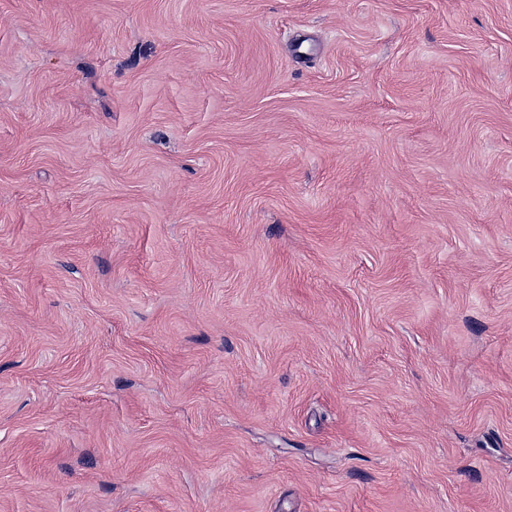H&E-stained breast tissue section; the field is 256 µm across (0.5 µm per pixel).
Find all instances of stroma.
<instances>
[{
  "label": "stroma",
  "instance_id": "1",
  "mask_svg": "<svg viewBox=\"0 0 512 512\" xmlns=\"http://www.w3.org/2000/svg\"><path fill=\"white\" fill-rule=\"evenodd\" d=\"M0 512H512V0H0Z\"/></svg>",
  "mask_w": 512,
  "mask_h": 512
}]
</instances>
